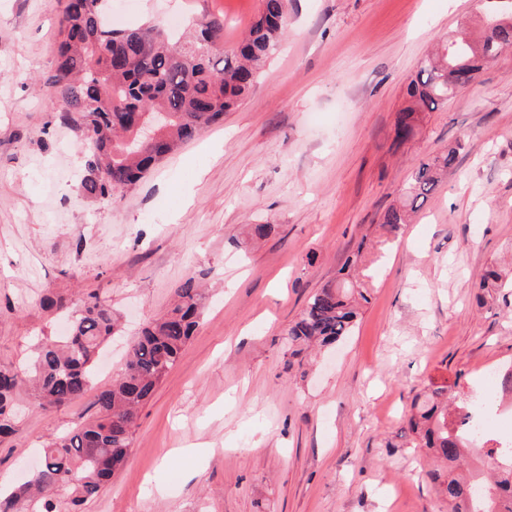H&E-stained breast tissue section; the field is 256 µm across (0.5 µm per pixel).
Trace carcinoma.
<instances>
[{"label": "carcinoma", "instance_id": "cac0c4a2", "mask_svg": "<svg viewBox=\"0 0 512 512\" xmlns=\"http://www.w3.org/2000/svg\"><path fill=\"white\" fill-rule=\"evenodd\" d=\"M108 0H66L56 48V67L50 77L65 108L57 124L71 130L86 149L88 176L84 190L101 200L117 196L139 181L155 164L184 141L217 124L224 113L246 97L263 66L279 51L288 29L289 0H259V10L246 37L234 49L219 55L209 46L224 41V18L201 23L194 39L185 42L155 26L116 29L108 22ZM485 32L477 40L454 34L434 57L421 62L409 96L411 104L395 121V139L401 143L415 133L420 112L448 103L493 62L499 49L512 46V0H481ZM167 114L157 144L140 142L135 116L151 120ZM463 143L448 146L412 170L398 203L384 213L382 235L396 237L410 214L421 206L452 170ZM364 261L359 247L344 269V276L319 288L286 332L288 368L302 364L304 350L328 347L350 335L370 289L354 271ZM500 274L489 269L476 295L504 288ZM177 303L163 316L149 321L134 337L121 374L93 401L95 413L71 431L53 438L40 449L43 466L6 496L0 512H81L126 462L139 410L179 359L199 324L202 294L194 280L177 289ZM67 320L59 341L37 344L28 371L0 366V435L12 430L16 390L30 384L38 405L48 410L81 399L92 389V373L104 344L118 330L112 306L88 293L59 305ZM489 401L471 394L456 401L454 386L433 384L418 395L404 436L413 448H424L437 467L428 477L448 512H512V451L494 439L478 445L473 429ZM494 459L484 496H471L475 476L455 471L468 455Z\"/></svg>", "mask_w": 512, "mask_h": 512}]
</instances>
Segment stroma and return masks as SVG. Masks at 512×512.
<instances>
[{
    "label": "stroma",
    "instance_id": "stroma-1",
    "mask_svg": "<svg viewBox=\"0 0 512 512\" xmlns=\"http://www.w3.org/2000/svg\"><path fill=\"white\" fill-rule=\"evenodd\" d=\"M112 25L224 18L242 38L259 0H111ZM292 23L252 94L113 201L82 189L85 153L51 124L60 0H0V365L59 336V304L106 298L126 343L187 279L199 326L141 409L128 460L83 512H448L402 418L431 383L486 390L512 364V303L477 306L512 263V51L396 144L421 62L482 32L480 0H291ZM455 169L371 265L351 336L288 371L286 330L358 246H372L412 168L455 141ZM275 230L253 241L252 225ZM0 481L23 483L43 443L92 413L17 397Z\"/></svg>",
    "mask_w": 512,
    "mask_h": 512
}]
</instances>
